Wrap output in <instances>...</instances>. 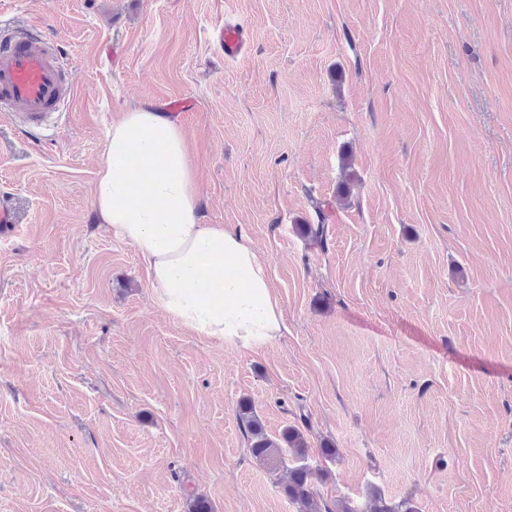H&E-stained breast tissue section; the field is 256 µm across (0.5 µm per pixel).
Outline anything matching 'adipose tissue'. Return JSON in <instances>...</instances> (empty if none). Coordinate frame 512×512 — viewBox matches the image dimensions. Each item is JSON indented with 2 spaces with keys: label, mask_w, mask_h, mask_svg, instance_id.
I'll list each match as a JSON object with an SVG mask.
<instances>
[{
  "label": "adipose tissue",
  "mask_w": 512,
  "mask_h": 512,
  "mask_svg": "<svg viewBox=\"0 0 512 512\" xmlns=\"http://www.w3.org/2000/svg\"><path fill=\"white\" fill-rule=\"evenodd\" d=\"M199 190L180 125L151 104L109 128L93 203L113 238L147 265L160 307L240 350L284 327L268 262L244 230L198 220Z\"/></svg>",
  "instance_id": "1"
}]
</instances>
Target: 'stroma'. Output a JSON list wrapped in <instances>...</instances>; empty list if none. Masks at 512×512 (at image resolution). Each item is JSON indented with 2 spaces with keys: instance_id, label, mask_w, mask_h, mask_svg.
<instances>
[{
  "instance_id": "obj_1",
  "label": "stroma",
  "mask_w": 512,
  "mask_h": 512,
  "mask_svg": "<svg viewBox=\"0 0 512 512\" xmlns=\"http://www.w3.org/2000/svg\"><path fill=\"white\" fill-rule=\"evenodd\" d=\"M0 14L49 33L75 84L46 128L0 119V512H297L244 399L269 435L302 431L327 503L512 512V0ZM227 19L249 32L234 61ZM176 95L201 223L269 262L285 329L254 351L169 317L93 205L112 122ZM321 221L324 243L296 232ZM215 39L225 60H233L245 53L248 32L240 23L226 22L217 30ZM239 416L245 425L250 450L256 460L269 470L275 471L285 463L284 448H288L297 460H304L306 442L302 432L294 426L284 428L278 437H270L248 402L239 405Z\"/></svg>"
}]
</instances>
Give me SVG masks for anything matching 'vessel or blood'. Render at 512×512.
<instances>
[{
	"mask_svg": "<svg viewBox=\"0 0 512 512\" xmlns=\"http://www.w3.org/2000/svg\"><path fill=\"white\" fill-rule=\"evenodd\" d=\"M215 39L225 59L233 60L245 53L248 32L228 22ZM73 95L54 40L0 18V114L39 129L53 122Z\"/></svg>",
	"mask_w": 512,
	"mask_h": 512,
	"instance_id": "vessel-or-blood-1",
	"label": "vessel or blood"
}]
</instances>
